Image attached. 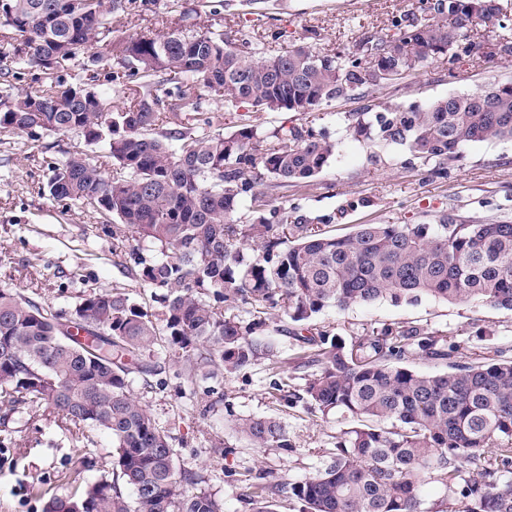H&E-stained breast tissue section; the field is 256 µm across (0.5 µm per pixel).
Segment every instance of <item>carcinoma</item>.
Masks as SVG:
<instances>
[{"label": "carcinoma", "mask_w": 512, "mask_h": 512, "mask_svg": "<svg viewBox=\"0 0 512 512\" xmlns=\"http://www.w3.org/2000/svg\"><path fill=\"white\" fill-rule=\"evenodd\" d=\"M134 0H0V131L40 138L74 134L102 144L116 164L108 174L82 150L51 168L46 184L125 233L136 276L166 290L153 312L127 293L90 292L62 329L58 314L13 288H0V403L52 407L75 443L103 430L112 437L111 477L51 494L44 512H224L200 487L204 477L179 469L167 431L134 395V374L152 371L158 345L182 354L188 374L242 371L268 360L272 399L303 403L309 413L352 424L301 481L252 483L242 496L253 512H278L285 498L298 512H425L421 487L440 483L454 512H512V354L492 345L466 364L460 344L441 331L383 326L348 340L308 323L328 308L382 300L490 304L512 312V221L479 224H358L339 236L321 217L273 206L267 179L308 183L336 144L307 127H281L271 140L243 125L224 133V113H193L192 82L227 107L311 113L365 85L404 78L430 58L464 44L492 22L481 0H435L429 15L397 25L385 39H365L347 55L309 46L255 53L219 30L154 35L112 31V13ZM104 70L129 69L136 88L123 106L93 90L85 54ZM74 82L19 88V69L48 71L59 62ZM374 119L356 114L353 134L406 146L425 161L452 159L469 142L512 139V80ZM250 210L234 219L244 197ZM245 306L249 318L229 312ZM282 312L310 345L312 369L291 392L290 361L273 354L264 315ZM84 331L88 339L76 338ZM413 361L442 362L423 372ZM231 429L256 448L288 447L278 418L239 416ZM196 486L191 492L187 485Z\"/></svg>", "instance_id": "1"}]
</instances>
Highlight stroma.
Listing matches in <instances>:
<instances>
[{
  "instance_id": "1",
  "label": "stroma",
  "mask_w": 512,
  "mask_h": 512,
  "mask_svg": "<svg viewBox=\"0 0 512 512\" xmlns=\"http://www.w3.org/2000/svg\"><path fill=\"white\" fill-rule=\"evenodd\" d=\"M216 11H200L195 0H137L133 9L113 16L125 33L151 35L175 23L191 29H223L235 44L258 48L305 44L318 51H353L367 38H386L397 22L425 15L426 0H215ZM512 79V53L492 58L462 53L455 61L433 58L404 79L384 87H363L315 112H265L244 107L224 114V130L241 124L268 136L281 126L311 125L335 142L325 169L308 184L268 187L277 203L312 216H325L337 233L357 224H435L441 216L470 223L512 221V141L472 142L458 157L426 162L407 147L379 137L355 139L349 117L391 107L427 106L450 95L472 94L491 83ZM31 149L24 135L0 133V286L72 316L84 291L118 287L149 309L161 307V292L130 271L117 257L112 227L80 206H63L45 194L51 164L84 148L74 135L44 140ZM416 325L440 330L460 343L458 362H471L489 345L512 347V312L480 303H446L424 298L388 301L315 316L313 331L343 338L382 326ZM149 386L134 383V394L168 431L178 467L204 475L205 487L224 504V512H251L239 498L244 480L271 472L291 480L308 475L333 447L336 421L307 413L303 405L284 408L268 397L272 377L264 366L217 376H188L183 358L162 354ZM272 416L288 427L287 448H255L238 439L229 414ZM88 447L76 448L49 408L15 411L0 405V512H42L37 490H76L106 472L112 438L91 433Z\"/></svg>"
}]
</instances>
